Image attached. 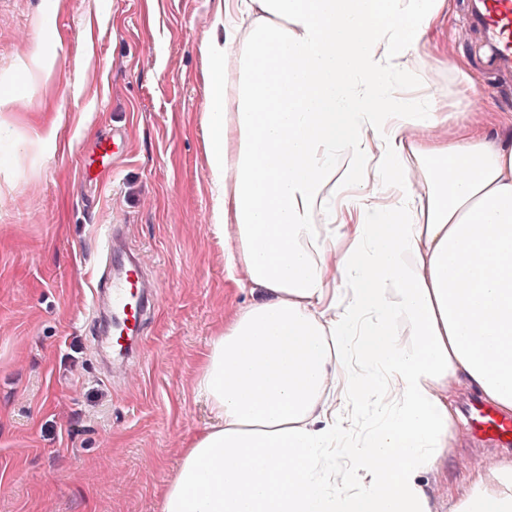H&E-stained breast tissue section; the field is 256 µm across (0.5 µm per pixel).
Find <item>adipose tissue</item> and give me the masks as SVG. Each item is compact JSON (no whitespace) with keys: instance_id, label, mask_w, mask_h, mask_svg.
<instances>
[{"instance_id":"1","label":"adipose tissue","mask_w":512,"mask_h":512,"mask_svg":"<svg viewBox=\"0 0 512 512\" xmlns=\"http://www.w3.org/2000/svg\"><path fill=\"white\" fill-rule=\"evenodd\" d=\"M447 0H219L213 226L255 300L199 361L213 422L161 512H436L458 385L512 416V139L455 122L420 51ZM449 512H512V457Z\"/></svg>"}]
</instances>
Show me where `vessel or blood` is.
Listing matches in <instances>:
<instances>
[{"instance_id":"1","label":"vessel or blood","mask_w":512,"mask_h":512,"mask_svg":"<svg viewBox=\"0 0 512 512\" xmlns=\"http://www.w3.org/2000/svg\"><path fill=\"white\" fill-rule=\"evenodd\" d=\"M467 22L485 39L487 66L512 71V0H470ZM100 248L110 258L113 271L101 276L92 289L87 314L93 319L101 308H108L111 330L95 338L94 346L112 360L130 362L139 356L138 345L155 306V283L146 277L140 260L126 258L119 226L102 225ZM471 424L492 441L512 443V419L501 417L492 408H476Z\"/></svg>"}]
</instances>
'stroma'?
Wrapping results in <instances>:
<instances>
[{"instance_id": "1", "label": "stroma", "mask_w": 512, "mask_h": 512, "mask_svg": "<svg viewBox=\"0 0 512 512\" xmlns=\"http://www.w3.org/2000/svg\"><path fill=\"white\" fill-rule=\"evenodd\" d=\"M217 0H0V512H160L181 440L209 422L194 387L224 316L250 304L224 270L205 166L200 46ZM466 0L421 47L461 112L460 84L495 90L490 136H512V74L480 76ZM34 58L49 80L30 78ZM123 153L85 181L103 136ZM122 225L159 301L139 359L107 369L84 314L102 273L98 229Z\"/></svg>"}]
</instances>
